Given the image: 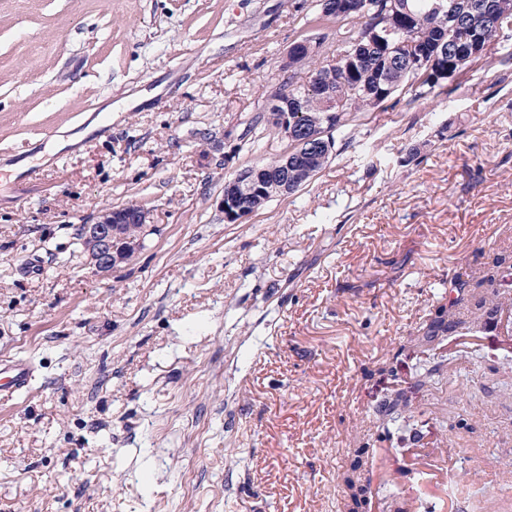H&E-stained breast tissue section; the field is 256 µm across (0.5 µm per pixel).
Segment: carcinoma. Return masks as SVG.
<instances>
[{
    "label": "carcinoma",
    "mask_w": 512,
    "mask_h": 512,
    "mask_svg": "<svg viewBox=\"0 0 512 512\" xmlns=\"http://www.w3.org/2000/svg\"><path fill=\"white\" fill-rule=\"evenodd\" d=\"M445 7H436L437 0H353V12L343 16L331 9L324 0H317L309 23L316 27L331 24L343 30V43L336 68L320 66L315 60L319 44L300 49L288 67L294 76L283 82L277 94L288 93L300 98L301 107L288 120L325 134L329 140L327 154L313 153L298 160L291 168L288 189L295 193L310 184L335 151V135L351 143L353 133L365 113L391 101L403 91L412 100L427 98L435 88L432 77H423L417 62L420 53L439 57L440 65L459 73L472 59L470 52L459 48L451 37V17L465 22L474 13L489 6L499 13H507L512 22V0H443ZM506 29V24L483 23L477 28L481 53H486ZM492 288L499 296L496 276L487 275L479 282L456 277L452 288L456 297L438 302L432 318L419 327L416 339L429 342L435 336H446L463 330L472 331L482 325L484 316L492 313L481 287ZM474 301L475 311L464 319L455 317L453 307L464 299ZM409 391L400 390L397 400L384 398L378 406L381 420L377 429L387 434L389 425L401 418H411ZM360 478L346 476L348 490L347 512H359L363 506Z\"/></svg>",
    "instance_id": "obj_1"
}]
</instances>
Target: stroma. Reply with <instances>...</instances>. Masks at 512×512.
Returning <instances> with one entry per match:
<instances>
[{"label": "stroma", "instance_id": "obj_1", "mask_svg": "<svg viewBox=\"0 0 512 512\" xmlns=\"http://www.w3.org/2000/svg\"><path fill=\"white\" fill-rule=\"evenodd\" d=\"M314 4L0 0V165L43 179L24 201L0 185V360L36 367L0 395V512H341L356 459L380 500L425 512L373 409L410 381L405 344L454 275L499 256L512 294V36L225 223ZM105 205L151 222L100 277L79 229ZM503 346L490 322L413 393L454 512H512Z\"/></svg>", "mask_w": 512, "mask_h": 512}]
</instances>
